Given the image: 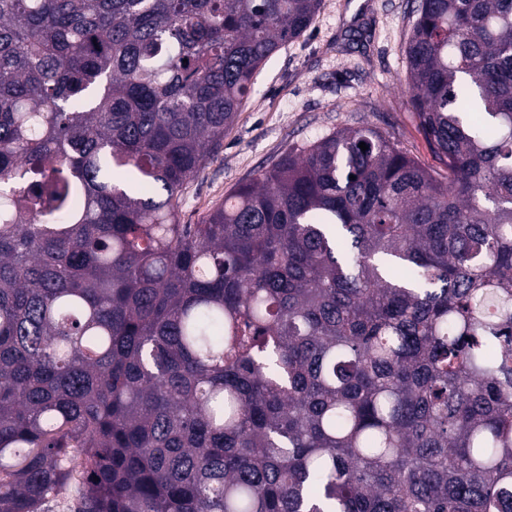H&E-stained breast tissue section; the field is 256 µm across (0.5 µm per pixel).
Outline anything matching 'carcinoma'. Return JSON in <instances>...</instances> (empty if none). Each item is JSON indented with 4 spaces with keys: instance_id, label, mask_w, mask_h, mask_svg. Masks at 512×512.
Returning <instances> with one entry per match:
<instances>
[{
    "instance_id": "obj_1",
    "label": "carcinoma",
    "mask_w": 512,
    "mask_h": 512,
    "mask_svg": "<svg viewBox=\"0 0 512 512\" xmlns=\"http://www.w3.org/2000/svg\"><path fill=\"white\" fill-rule=\"evenodd\" d=\"M319 7L0 0V512H512V0L417 5L445 175L345 127L180 223Z\"/></svg>"
}]
</instances>
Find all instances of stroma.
I'll use <instances>...</instances> for the list:
<instances>
[{
  "mask_svg": "<svg viewBox=\"0 0 512 512\" xmlns=\"http://www.w3.org/2000/svg\"><path fill=\"white\" fill-rule=\"evenodd\" d=\"M416 5L321 0L307 32L278 50L258 75L221 152L187 185L181 222L199 223L289 148L347 126L389 132L424 166L443 171L409 103L404 46Z\"/></svg>",
  "mask_w": 512,
  "mask_h": 512,
  "instance_id": "stroma-1",
  "label": "stroma"
}]
</instances>
